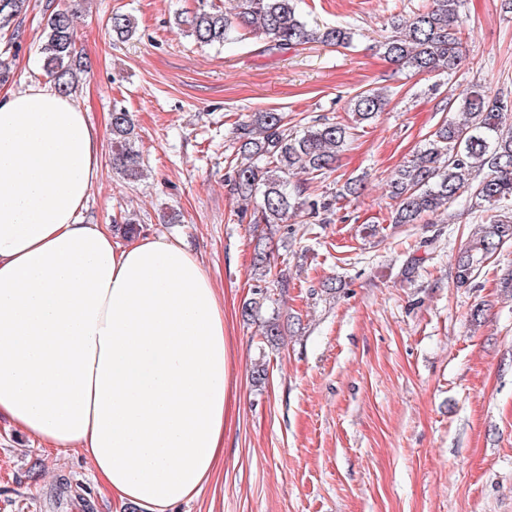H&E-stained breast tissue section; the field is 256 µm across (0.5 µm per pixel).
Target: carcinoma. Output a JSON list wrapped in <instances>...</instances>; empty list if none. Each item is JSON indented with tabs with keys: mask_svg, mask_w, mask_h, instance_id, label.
<instances>
[{
	"mask_svg": "<svg viewBox=\"0 0 512 512\" xmlns=\"http://www.w3.org/2000/svg\"><path fill=\"white\" fill-rule=\"evenodd\" d=\"M461 7L462 0H431L379 42L381 54L413 75L458 69L464 60ZM26 8L27 0H0V28L10 26ZM77 13L70 5L52 8L41 45L43 67L63 95L76 92L79 77L87 73L83 52L76 46ZM176 20L185 36L215 47L237 39L243 30L261 37L270 50L312 42L348 48L356 36L344 25L308 26L296 0H238L233 11L216 0H198L194 10L178 13ZM110 28L114 38L124 40L133 36L136 23L131 15L116 11ZM388 102L385 87L356 93L351 103L354 122L373 121ZM455 102L460 118L444 121L425 139L412 159L394 172L389 193L396 224H416L426 215L441 214L470 189L487 204L491 214L480 235L461 249L456 260V280L463 286L500 245L512 240V90L492 92L473 84ZM111 131L112 168L130 181L140 180L144 164L131 113L115 108ZM348 136L349 126L327 119L301 129L290 127L286 113L276 110L253 112L236 128L240 161L232 166L229 186L238 198L254 203V268L259 277L273 278L279 288L288 287V280L282 272L272 273L273 225L286 224L299 213L323 224L320 213L336 211L342 201L359 193L361 180L350 178L335 195L310 200L304 196V181L297 180L300 175L305 181L328 178Z\"/></svg>",
	"mask_w": 512,
	"mask_h": 512,
	"instance_id": "1",
	"label": "carcinoma"
}]
</instances>
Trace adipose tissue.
Here are the masks:
<instances>
[{"instance_id": "ef3b65f1", "label": "adipose tissue", "mask_w": 512, "mask_h": 512, "mask_svg": "<svg viewBox=\"0 0 512 512\" xmlns=\"http://www.w3.org/2000/svg\"><path fill=\"white\" fill-rule=\"evenodd\" d=\"M100 163L75 98L0 92V420L82 451L108 497L176 512L224 459L235 351L185 245L80 223Z\"/></svg>"}]
</instances>
